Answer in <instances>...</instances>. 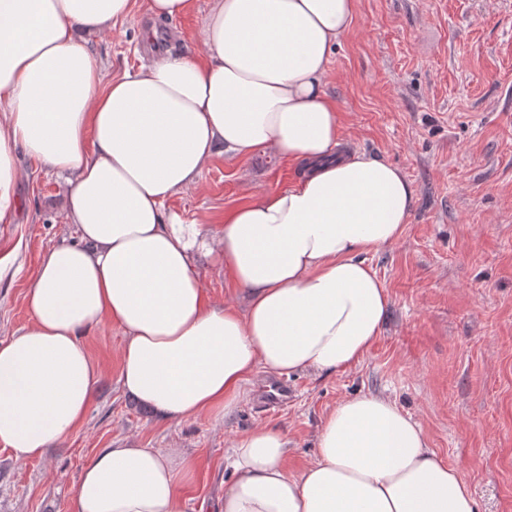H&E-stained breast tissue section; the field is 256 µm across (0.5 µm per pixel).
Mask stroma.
<instances>
[{
    "label": "stroma",
    "instance_id": "obj_1",
    "mask_svg": "<svg viewBox=\"0 0 512 512\" xmlns=\"http://www.w3.org/2000/svg\"><path fill=\"white\" fill-rule=\"evenodd\" d=\"M211 0L161 23L171 53L193 41ZM147 0L132 18L88 36L110 76L149 64ZM325 92L345 142L398 166L414 190L410 221L391 245L366 252L390 296L383 330L346 370L296 371L287 405H257L264 373L229 416L161 421L119 383L122 333L105 324L85 343L102 372L84 424L44 458L20 462L0 448V512H72V491L98 451L119 445L176 448L196 470L185 512H216L234 440L270 426L290 440L288 468L316 454L317 434L342 400L386 396L418 422L438 459L474 493L478 512H512V0H356L353 24L333 50ZM20 212L0 223V342L26 327L24 295L45 254L75 241L65 183L21 155ZM297 164L270 151L213 157L198 187L167 209L215 227L261 191L282 190Z\"/></svg>",
    "mask_w": 512,
    "mask_h": 512
}]
</instances>
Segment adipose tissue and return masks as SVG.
Returning a JSON list of instances; mask_svg holds the SVG:
<instances>
[{
	"label": "adipose tissue",
	"instance_id": "obj_1",
	"mask_svg": "<svg viewBox=\"0 0 512 512\" xmlns=\"http://www.w3.org/2000/svg\"><path fill=\"white\" fill-rule=\"evenodd\" d=\"M355 3L211 0L198 49L108 81L78 34L135 0H0V223L18 207L22 150L64 175L77 235L44 256L29 326L0 342V447L16 460L83 424L101 380L83 338L102 324L123 334V390L165 420L233 413L261 369L349 368L380 336L390 298L364 254L399 239L414 199L398 167L345 149L323 91ZM261 149L303 164L293 186L255 194L216 231L167 210L215 154ZM209 266L242 303L209 297ZM288 449L268 426L238 437L222 512H477L389 398L338 403L298 473ZM194 471L173 450L102 449L73 512H184Z\"/></svg>",
	"mask_w": 512,
	"mask_h": 512
}]
</instances>
